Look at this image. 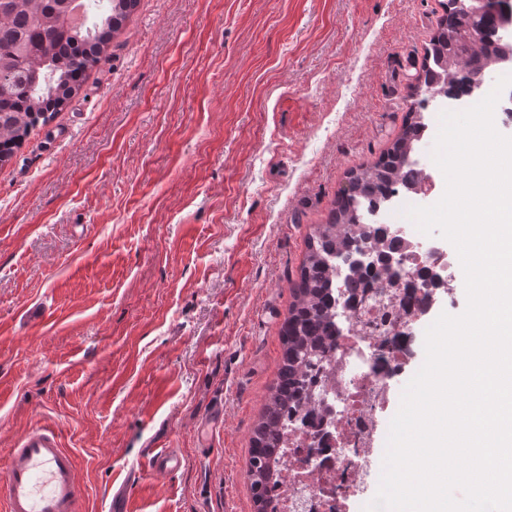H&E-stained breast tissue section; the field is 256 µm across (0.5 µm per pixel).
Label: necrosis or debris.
<instances>
[{
    "mask_svg": "<svg viewBox=\"0 0 512 512\" xmlns=\"http://www.w3.org/2000/svg\"><path fill=\"white\" fill-rule=\"evenodd\" d=\"M412 168L411 183L390 189L367 218L384 244L404 257L396 283L371 275L348 287L334 282L343 299L336 309V345L311 377L315 407L309 417L288 419L283 478L272 492L275 512H345L349 497L371 476L380 415L412 359L415 324L454 302L455 257L393 221L404 206L438 192L437 169L417 162Z\"/></svg>",
    "mask_w": 512,
    "mask_h": 512,
    "instance_id": "obj_1",
    "label": "necrosis or debris"
}]
</instances>
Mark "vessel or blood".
Returning a JSON list of instances; mask_svg holds the SVG:
<instances>
[{
    "instance_id": "1",
    "label": "vessel or blood",
    "mask_w": 512,
    "mask_h": 512,
    "mask_svg": "<svg viewBox=\"0 0 512 512\" xmlns=\"http://www.w3.org/2000/svg\"><path fill=\"white\" fill-rule=\"evenodd\" d=\"M183 462L174 448L146 455L154 471L173 473ZM0 497L6 512H81L86 492L77 475L76 456L64 448L58 431L37 425L17 439L0 467Z\"/></svg>"
}]
</instances>
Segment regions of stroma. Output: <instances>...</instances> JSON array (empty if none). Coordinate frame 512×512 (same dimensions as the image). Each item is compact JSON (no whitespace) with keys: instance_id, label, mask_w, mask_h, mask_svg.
<instances>
[{"instance_id":"35a3bbf8","label":"stroma","mask_w":512,"mask_h":512,"mask_svg":"<svg viewBox=\"0 0 512 512\" xmlns=\"http://www.w3.org/2000/svg\"><path fill=\"white\" fill-rule=\"evenodd\" d=\"M444 0H139L0 167V464L75 451L82 512H255L253 429L314 225L402 130ZM147 466L153 470H163L173 473L181 469L183 466V456L175 448H165L160 451L151 450L145 456Z\"/></svg>"}]
</instances>
